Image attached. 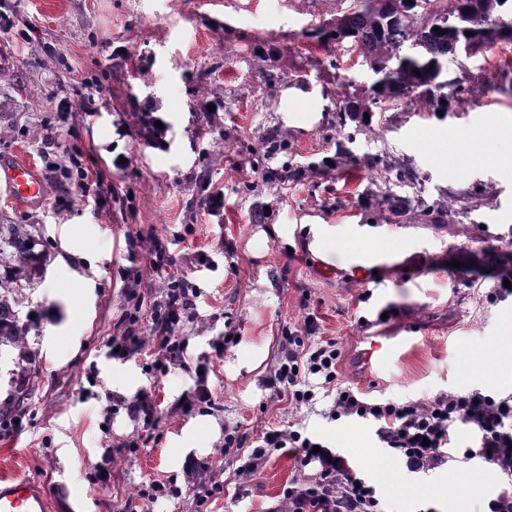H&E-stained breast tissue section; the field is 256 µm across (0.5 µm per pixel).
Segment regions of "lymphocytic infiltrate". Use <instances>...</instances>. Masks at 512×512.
I'll return each instance as SVG.
<instances>
[{
  "instance_id": "obj_1",
  "label": "lymphocytic infiltrate",
  "mask_w": 512,
  "mask_h": 512,
  "mask_svg": "<svg viewBox=\"0 0 512 512\" xmlns=\"http://www.w3.org/2000/svg\"><path fill=\"white\" fill-rule=\"evenodd\" d=\"M129 257L145 253L149 266L165 278L161 299L143 312L141 306L124 311L123 330L109 347L126 358L150 349L159 373L187 363L185 326L195 324L200 293L184 277L168 276L174 258L162 239L128 238ZM316 319L306 315L302 324L285 331L278 364L267 384L287 396L290 404L309 405L316 388L332 391L328 417L359 419L375 431L384 452L411 476H421L448 463L458 462L491 470L501 491L484 503L481 512H512V394H495L478 388L446 392L427 399L370 400L338 381L341 351L335 340L317 342ZM471 442L459 445L458 430ZM224 447L238 462L240 477L257 473L276 452L291 454L301 470L283 497L266 512H385L376 487L347 458L323 439L293 427L267 429L246 447L239 427H225Z\"/></svg>"
}]
</instances>
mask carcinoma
Returning <instances> with one entry per match:
<instances>
[{
	"instance_id": "carcinoma-1",
	"label": "carcinoma",
	"mask_w": 512,
	"mask_h": 512,
	"mask_svg": "<svg viewBox=\"0 0 512 512\" xmlns=\"http://www.w3.org/2000/svg\"><path fill=\"white\" fill-rule=\"evenodd\" d=\"M500 0H350L349 8L329 29L321 42L351 43L374 76L373 97L359 101L345 97L344 114L353 117L368 112L377 103H389L418 93L435 112H448L459 103V94L449 95L433 84L435 71L429 67L457 60L465 43L478 39L497 24ZM453 25L454 35L445 28ZM472 36H466V33ZM413 47L416 54L405 56ZM39 239L26 224L0 225V347L18 351V357L31 361L26 336L29 324L22 319L23 288L42 270ZM30 369L25 367L14 379L15 397L28 396Z\"/></svg>"
}]
</instances>
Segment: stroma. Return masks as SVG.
Segmentation results:
<instances>
[{
  "label": "stroma",
  "mask_w": 512,
  "mask_h": 512,
  "mask_svg": "<svg viewBox=\"0 0 512 512\" xmlns=\"http://www.w3.org/2000/svg\"><path fill=\"white\" fill-rule=\"evenodd\" d=\"M349 0H0L12 29L0 31V157L38 159L44 132L57 160L77 159L101 174L111 193L84 195L49 184L45 205L22 207L0 191V224H28L43 243L41 278L26 288L23 316L32 352L31 391L16 408L24 424H0V471L24 466L49 493L60 484L95 497L93 512H265L298 477V464L274 453L254 476H237L223 449L225 426L248 439L266 428L299 424L323 438L377 485L387 512H479L499 492L491 473L464 476L448 466L409 481L385 456L374 430L331 421L318 390L314 405L296 409L267 380L277 365L282 329L314 314L316 340H336L342 381L367 397L417 399L455 389L512 392V298L487 303L467 282L481 248L512 240V89L498 87L512 44L495 45L448 65L465 100L438 114L409 96L373 108L369 120L338 125L345 94L369 96L367 71L341 51L321 48L319 29ZM354 87H346L347 76ZM101 81L105 96L92 121L82 118V81ZM219 104V118L202 109ZM170 123L165 149L120 137L148 107ZM284 142L276 155L268 141ZM126 154V171L112 158ZM336 165L320 170L324 156ZM272 180L261 179L264 168ZM407 171L397 180L395 168ZM224 191V214L201 201ZM409 199L391 211L387 195ZM438 203L451 215L428 213ZM272 206L271 219L258 216ZM332 228L329 247L315 251L313 231ZM152 234L171 241L173 271L201 291L202 328L188 331L191 356L213 360L209 385L216 405L183 412L196 387L193 366L156 379L147 355L109 356L107 341L125 296L122 272L141 277L137 290L158 294L145 261L130 262L125 240ZM381 250L377 271L353 272L349 249ZM204 253L211 269L194 271ZM331 274H323L324 266ZM382 334L413 329L419 346L369 375L353 363L366 324L378 312ZM233 329L239 341L215 356L214 342ZM154 396L160 421L143 429L109 401ZM136 452H115L126 437ZM112 485L94 484L97 466ZM176 477L178 499L150 501L153 481ZM220 482L224 492L199 502Z\"/></svg>",
  "instance_id": "1"
}]
</instances>
